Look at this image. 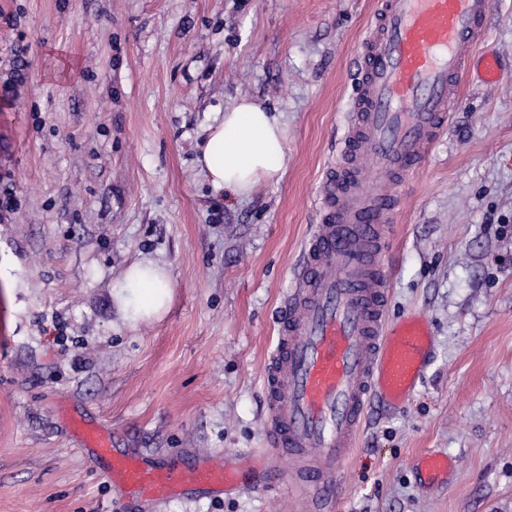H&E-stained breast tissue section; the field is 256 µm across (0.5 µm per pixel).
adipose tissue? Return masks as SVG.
I'll list each match as a JSON object with an SVG mask.
<instances>
[{
    "mask_svg": "<svg viewBox=\"0 0 512 512\" xmlns=\"http://www.w3.org/2000/svg\"><path fill=\"white\" fill-rule=\"evenodd\" d=\"M286 129L259 101L243 97L227 109L220 121L208 126L197 163L212 187L234 196H249L262 181L280 179L286 167ZM125 288H144L148 301H131L124 290L114 300L126 317H159L171 299L167 269L151 261L133 264L126 272Z\"/></svg>",
    "mask_w": 512,
    "mask_h": 512,
    "instance_id": "adipose-tissue-1",
    "label": "adipose tissue"
}]
</instances>
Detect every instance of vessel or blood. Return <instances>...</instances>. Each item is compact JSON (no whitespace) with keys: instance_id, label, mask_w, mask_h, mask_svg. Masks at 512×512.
Here are the masks:
<instances>
[{"instance_id":"obj_1","label":"vessel or blood","mask_w":512,"mask_h":512,"mask_svg":"<svg viewBox=\"0 0 512 512\" xmlns=\"http://www.w3.org/2000/svg\"><path fill=\"white\" fill-rule=\"evenodd\" d=\"M491 0H378L356 57L352 101L335 164L318 195L320 220L285 298L269 358L268 471L285 455L303 512H336V468L373 402L404 400L420 382L431 338L416 320L388 324L382 256L407 175L422 166L460 105ZM95 462L132 498L238 489L239 473L211 458L158 464L121 453L111 435L79 425Z\"/></svg>"}]
</instances>
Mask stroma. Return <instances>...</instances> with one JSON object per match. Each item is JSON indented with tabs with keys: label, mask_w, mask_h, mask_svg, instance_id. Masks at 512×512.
Here are the masks:
<instances>
[{
	"label": "stroma",
	"mask_w": 512,
	"mask_h": 512,
	"mask_svg": "<svg viewBox=\"0 0 512 512\" xmlns=\"http://www.w3.org/2000/svg\"><path fill=\"white\" fill-rule=\"evenodd\" d=\"M446 131L398 194L389 323L429 326L413 395L374 409L337 512H512V0H492ZM375 0H0V512H300L267 484L141 503L71 432L152 458H259L283 299L336 159ZM495 55L498 81L480 57ZM279 112L288 167L249 198L197 164L219 112ZM163 263L161 317L112 292ZM453 460L432 484L424 453ZM146 288L149 300L132 302L122 291L123 288ZM114 298L119 309L133 320L157 318L171 299L172 285L168 270L152 261L133 264L126 272L124 284L117 288Z\"/></svg>",
	"instance_id": "1"
}]
</instances>
